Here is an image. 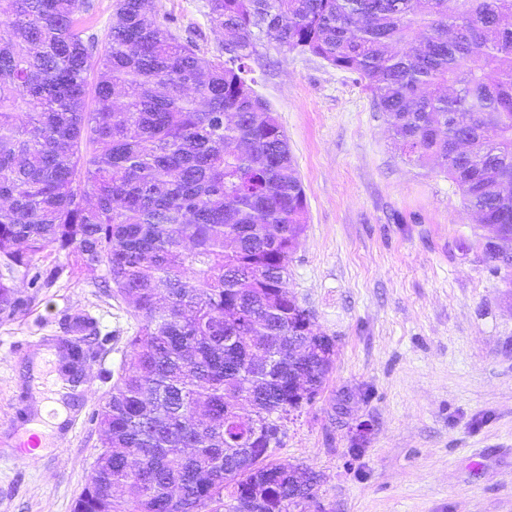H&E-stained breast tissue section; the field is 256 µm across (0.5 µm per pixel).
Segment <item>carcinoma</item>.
I'll use <instances>...</instances> for the list:
<instances>
[{
  "instance_id": "1",
  "label": "carcinoma",
  "mask_w": 512,
  "mask_h": 512,
  "mask_svg": "<svg viewBox=\"0 0 512 512\" xmlns=\"http://www.w3.org/2000/svg\"><path fill=\"white\" fill-rule=\"evenodd\" d=\"M218 54L156 0H0V266L29 288L105 271L138 320L93 413L101 449L75 512H295L266 461L323 366L288 352L306 196L257 92V41L358 76L394 143L434 160L512 246V0H208ZM47 249L72 258L40 268ZM25 300L0 273V316ZM234 484L224 502V484ZM113 0H95L96 13L92 20V30L90 33L95 34L99 40V47L104 44L108 25L112 15Z\"/></svg>"
}]
</instances>
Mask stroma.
<instances>
[{
  "label": "stroma",
  "instance_id": "obj_1",
  "mask_svg": "<svg viewBox=\"0 0 512 512\" xmlns=\"http://www.w3.org/2000/svg\"><path fill=\"white\" fill-rule=\"evenodd\" d=\"M158 8L217 53L207 0ZM250 64L306 193L288 286L336 344L323 391L284 421L271 461L319 473L303 512H512V289L485 258L491 228L437 165L401 153L354 74L265 38ZM84 313L105 342L63 399L72 424L23 457L24 417ZM136 327L126 304L65 278L0 320V512H73L98 453L90 418Z\"/></svg>",
  "mask_w": 512,
  "mask_h": 512
}]
</instances>
